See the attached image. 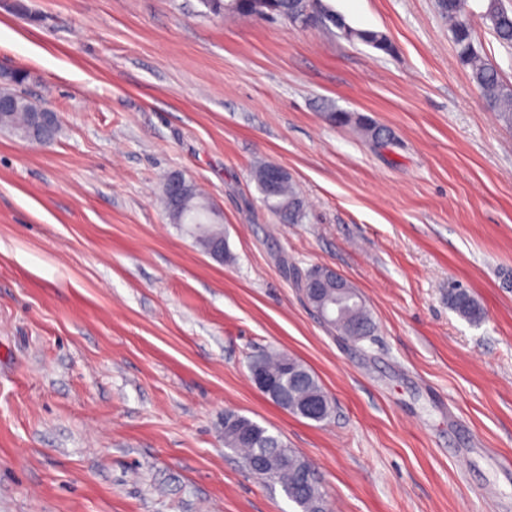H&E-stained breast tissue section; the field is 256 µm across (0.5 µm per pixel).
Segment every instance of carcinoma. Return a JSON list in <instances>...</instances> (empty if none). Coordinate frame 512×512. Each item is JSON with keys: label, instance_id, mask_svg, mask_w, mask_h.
<instances>
[{"label": "carcinoma", "instance_id": "cac0c4a2", "mask_svg": "<svg viewBox=\"0 0 512 512\" xmlns=\"http://www.w3.org/2000/svg\"><path fill=\"white\" fill-rule=\"evenodd\" d=\"M212 15L227 13L239 16L266 19L280 17L288 22L294 20L306 28H336L341 36L350 42H360L384 53L392 51L388 37L378 31L356 29L343 16L328 8L323 0H202ZM440 15L448 20V33L454 45L458 61L470 71V77L479 91L484 108L493 113L505 126L512 127V85L505 82L496 64L477 42L474 17L497 40L512 46V10L506 8L503 0H482L481 11L475 12L470 0H437ZM28 74L15 71L0 86V92L11 94L16 100L15 109L0 117V129H7L19 137L24 136L29 125L30 112L35 100L26 95L22 87L27 83ZM325 118L332 124H355L363 131L366 139L386 143L390 134L373 120L349 111L331 108ZM268 166L263 165L255 172L260 199L271 214L282 224H297L304 217V201L290 177H285L272 193L267 192ZM170 219L186 226L187 231L207 230L218 238L223 231L218 227L215 213L204 194L190 180L181 207L177 209L164 205ZM313 308L325 305L331 311L327 324L342 336L360 338L369 335L375 322L365 301L354 287H336V277L327 279L322 296L309 300ZM448 306L460 318L472 326H479L487 319V312L479 300L464 288L448 289ZM262 371L273 381L280 382V389L288 393L290 413L305 417L303 403L311 397H318L323 403L321 420H327L333 411L330 396L323 388L316 374L300 360L284 353L270 352L260 355ZM224 447L243 454L244 461L261 453L268 456L274 465L272 473L288 499L300 512H328L320 490L318 479L299 480L307 467L308 460L282 440L271 434L261 424L231 411L224 412Z\"/></svg>", "mask_w": 512, "mask_h": 512}]
</instances>
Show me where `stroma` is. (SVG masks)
Returning a JSON list of instances; mask_svg holds the SVG:
<instances>
[{
  "label": "stroma",
  "instance_id": "stroma-1",
  "mask_svg": "<svg viewBox=\"0 0 512 512\" xmlns=\"http://www.w3.org/2000/svg\"><path fill=\"white\" fill-rule=\"evenodd\" d=\"M324 2L393 53L200 0H0V67L61 122L48 148L0 130V512H298L225 447L228 410L309 459L330 512H512V129L436 0ZM261 164L296 181L302 223L263 208ZM174 171L220 210L230 261L169 220ZM315 266L373 336L306 305L293 277ZM272 349L316 373L329 420L249 380ZM325 118L330 123L340 126L354 123L360 127L367 140L381 144L387 143L390 140V134L366 116L355 115V113L337 108H330L328 112H325ZM328 270L336 277H329L320 299H309V304L314 309L325 304L332 314L326 323L341 336H350L354 339L368 336L374 329L375 322L363 297L349 281V288H343L344 278L335 271ZM448 306L470 325L480 326L487 319L484 306L464 288H448Z\"/></svg>",
  "mask_w": 512,
  "mask_h": 512
}]
</instances>
